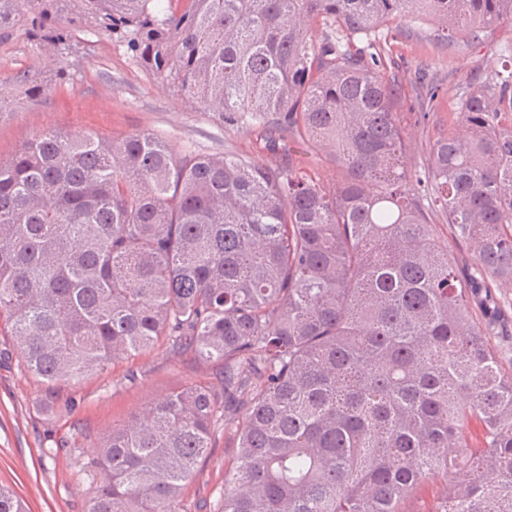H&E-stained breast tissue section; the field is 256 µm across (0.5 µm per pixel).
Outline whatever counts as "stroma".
Wrapping results in <instances>:
<instances>
[{
  "label": "stroma",
  "mask_w": 512,
  "mask_h": 512,
  "mask_svg": "<svg viewBox=\"0 0 512 512\" xmlns=\"http://www.w3.org/2000/svg\"><path fill=\"white\" fill-rule=\"evenodd\" d=\"M53 22L71 28L69 50L35 40L22 28L0 43V89L12 95L15 112L0 123L1 160L49 128L73 136L90 129L110 136L146 131L178 152L231 150L261 160L253 137L217 123L145 71L78 0H64ZM380 45L401 65L404 89H411L422 71L441 85L435 118L454 129L469 82L512 57V25H500L480 46L455 47L438 40L429 25L396 19L382 29ZM24 70L54 78L52 93L29 100L14 83ZM219 371V365L195 362L190 355H172L162 343L50 395L26 371L13 337L0 330V484L15 491L30 512H85L99 483L89 463L111 429L128 424L167 393L212 380ZM131 372L137 381L128 380ZM236 462L233 430L217 429L209 455L184 488L178 512H221L224 476Z\"/></svg>",
  "instance_id": "35a3bbf8"
}]
</instances>
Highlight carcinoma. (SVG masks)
<instances>
[{
	"label": "carcinoma",
	"instance_id": "obj_1",
	"mask_svg": "<svg viewBox=\"0 0 512 512\" xmlns=\"http://www.w3.org/2000/svg\"><path fill=\"white\" fill-rule=\"evenodd\" d=\"M140 64L222 124L259 162L178 153L140 132L33 134L0 161V320L48 387L159 342L219 364L112 428L87 512H176L219 424L239 412L224 512H403L426 480L432 512H512V370L486 336L512 281V65L470 84L459 122L408 128L440 88L419 76L413 123L375 39L396 18L480 45L512 0H82ZM57 0H0V43L50 24ZM33 97L52 84L28 72ZM338 170L282 163L285 139ZM442 215L466 257L432 231ZM481 448L461 455L464 430ZM0 512H27L0 486Z\"/></svg>",
	"mask_w": 512,
	"mask_h": 512
}]
</instances>
